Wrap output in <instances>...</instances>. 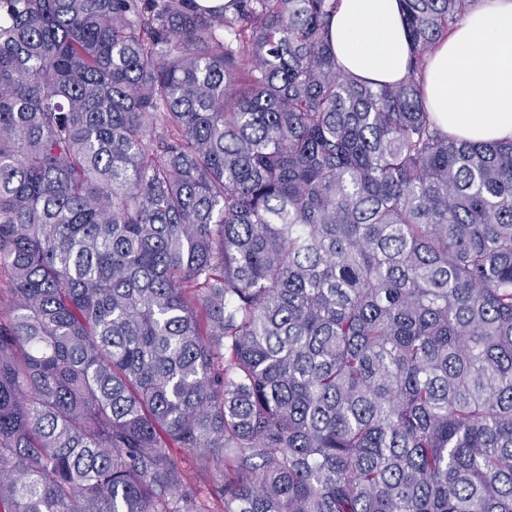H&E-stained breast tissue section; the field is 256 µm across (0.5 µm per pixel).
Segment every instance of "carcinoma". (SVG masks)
Returning a JSON list of instances; mask_svg holds the SVG:
<instances>
[{
    "mask_svg": "<svg viewBox=\"0 0 512 512\" xmlns=\"http://www.w3.org/2000/svg\"><path fill=\"white\" fill-rule=\"evenodd\" d=\"M338 0H0V512H512V139L341 73Z\"/></svg>",
    "mask_w": 512,
    "mask_h": 512,
    "instance_id": "1",
    "label": "carcinoma"
}]
</instances>
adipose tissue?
<instances>
[{"label":"adipose tissue","mask_w":512,"mask_h":512,"mask_svg":"<svg viewBox=\"0 0 512 512\" xmlns=\"http://www.w3.org/2000/svg\"><path fill=\"white\" fill-rule=\"evenodd\" d=\"M331 43L342 72L380 84L407 73L409 43L400 0H339ZM428 109L449 135L512 139V0H490L429 54Z\"/></svg>","instance_id":"adipose-tissue-1"}]
</instances>
